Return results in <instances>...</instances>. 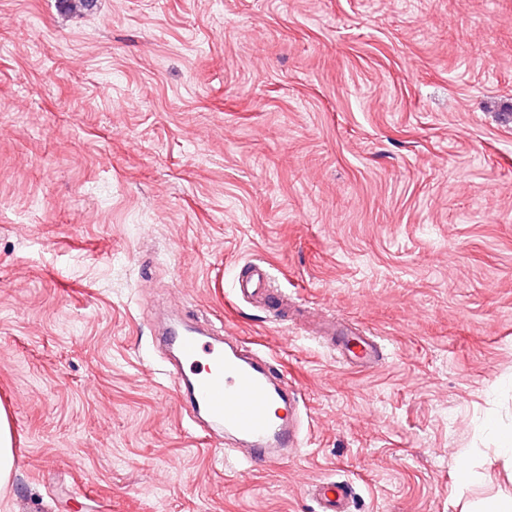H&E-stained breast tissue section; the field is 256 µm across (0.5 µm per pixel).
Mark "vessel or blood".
<instances>
[{
  "label": "vessel or blood",
  "mask_w": 512,
  "mask_h": 512,
  "mask_svg": "<svg viewBox=\"0 0 512 512\" xmlns=\"http://www.w3.org/2000/svg\"><path fill=\"white\" fill-rule=\"evenodd\" d=\"M232 291L239 301L284 317L295 309L259 260L243 265ZM315 323L318 333L336 346L345 366L367 370L384 362L377 337L366 329L326 312L318 314ZM159 343L177 344L180 357L171 371L173 385H181L186 375H194L190 412L206 415L210 428L234 438L236 447L231 454L244 469L258 471L274 466L302 447L305 435L292 386L271 356L247 349L245 340L238 336L216 343L192 333L175 339L166 333ZM310 495L319 512H350L346 488L331 479H319Z\"/></svg>",
  "instance_id": "1"
}]
</instances>
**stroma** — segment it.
Instances as JSON below:
<instances>
[{
    "label": "stroma",
    "mask_w": 512,
    "mask_h": 512,
    "mask_svg": "<svg viewBox=\"0 0 512 512\" xmlns=\"http://www.w3.org/2000/svg\"><path fill=\"white\" fill-rule=\"evenodd\" d=\"M256 259L385 363L233 305ZM165 316L279 360L303 447L225 460ZM0 406V512H317L322 477L352 512L512 495V0H0ZM317 333L327 336L336 346L339 359L347 367L372 369L381 365L384 354L376 336L366 329L339 322L335 314L321 312L314 319ZM14 439L11 419L7 411L0 407V486L11 477L14 462Z\"/></svg>",
    "instance_id": "obj_1"
}]
</instances>
